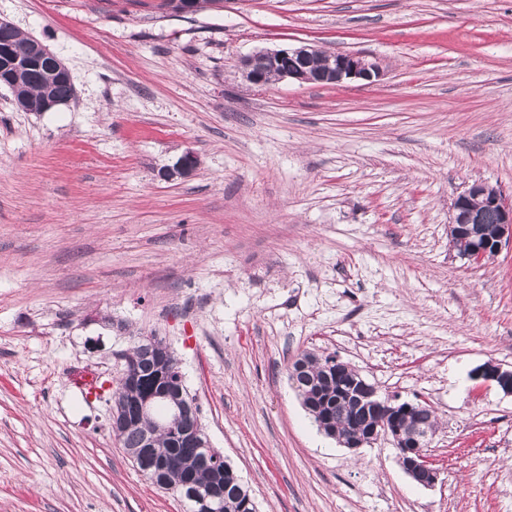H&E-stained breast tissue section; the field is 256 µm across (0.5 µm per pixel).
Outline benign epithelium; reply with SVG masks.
Wrapping results in <instances>:
<instances>
[{"mask_svg": "<svg viewBox=\"0 0 512 512\" xmlns=\"http://www.w3.org/2000/svg\"><path fill=\"white\" fill-rule=\"evenodd\" d=\"M322 50L307 44L294 48L257 51L240 62L243 77L256 86L268 85L271 72L277 73V79L297 83L338 84L347 79L373 82L380 76L379 65L358 53H338L329 56L328 65L322 68L314 66ZM0 55L11 59L9 67L0 70V86L12 90L20 83V76L30 68L42 65L50 73L60 78H71L65 63L54 55L41 41L33 39L28 44L27 53L22 57L14 56L8 46L0 48ZM197 167V158L187 152L182 155L173 171L163 173L169 177L175 173L189 177ZM451 225L457 232L471 239L469 253L462 256L470 265H479L489 254V250L500 251L503 246L512 243V196L502 188L485 181L475 180L467 185L452 205ZM141 340L150 354L164 366L161 374L165 377L182 378L179 363L172 360V351L168 344L157 336H143ZM353 368L336 356H331L326 365L327 377L336 379V404L350 401L372 409L365 414L363 422L355 430L341 437L333 420L332 411H326L318 420L317 426L323 433L332 435L339 444L350 450L370 445L382 437L392 440L398 450V459L403 471L417 484L423 487L435 485L439 472L427 453L429 433L418 432L407 436L403 432L401 419L414 409H423L425 405L397 402L393 396L387 398L379 394L377 387L365 379L349 376ZM474 378L494 383L502 392L512 395V369H505L493 363H487L474 371ZM170 398V387L154 388L144 393L138 403L137 414L152 413L163 400ZM158 428L170 431L193 448L206 449L208 464L219 469L224 464V455L213 448L208 434L199 418L196 400L188 398L178 401L158 422ZM222 485H216L204 492L191 493L192 512H220L223 506Z\"/></svg>", "mask_w": 512, "mask_h": 512, "instance_id": "7a95c632", "label": "benign epithelium"}]
</instances>
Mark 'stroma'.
Returning <instances> with one entry per match:
<instances>
[{"label": "stroma", "mask_w": 512, "mask_h": 512, "mask_svg": "<svg viewBox=\"0 0 512 512\" xmlns=\"http://www.w3.org/2000/svg\"><path fill=\"white\" fill-rule=\"evenodd\" d=\"M70 69L26 112L0 87V512H184L110 424L124 354L155 334L258 512H512V245L448 242L467 183L512 193V0H0ZM314 44L374 82H247ZM186 152L191 177L161 178ZM335 355L429 401L440 477L385 438L352 452L288 381ZM91 374L92 384L75 379ZM473 374L475 379L493 382L502 392L512 395V369L487 363L477 368Z\"/></svg>", "instance_id": "1"}]
</instances>
